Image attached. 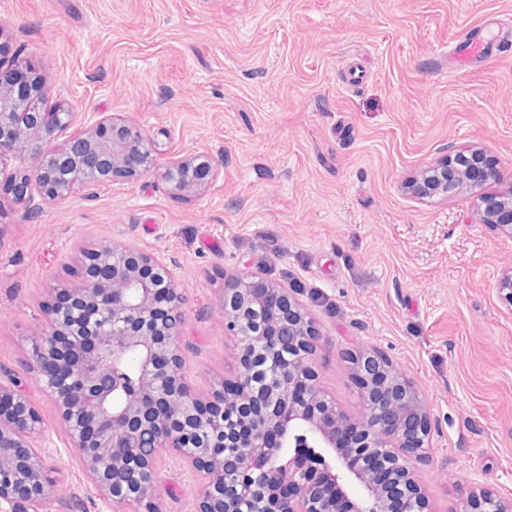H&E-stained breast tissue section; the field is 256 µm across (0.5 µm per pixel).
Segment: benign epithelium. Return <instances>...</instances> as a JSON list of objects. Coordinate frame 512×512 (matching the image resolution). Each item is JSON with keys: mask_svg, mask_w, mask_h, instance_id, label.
<instances>
[{"mask_svg": "<svg viewBox=\"0 0 512 512\" xmlns=\"http://www.w3.org/2000/svg\"><path fill=\"white\" fill-rule=\"evenodd\" d=\"M43 83L28 65L0 73V159L22 153L13 176L17 201L35 213L76 191L91 198L116 177L157 174L173 195L201 194L220 159L208 153L160 161L157 140L120 115L73 132L75 113L43 110ZM477 149L420 168L404 186L412 199L476 200L479 220L512 244V185L497 170L472 169ZM81 285L52 289L44 328L25 368L52 399L70 447L100 500L123 512H162L158 449L165 448L204 484L198 512H431L411 478L409 458L388 452L389 484L355 466L366 448L426 445L429 420L412 383L372 355L354 358L365 392L352 419L320 388L314 369L315 323L288 289L246 272L224 286L225 328L240 340L232 389L195 396L183 375V298L164 258L118 243L81 250ZM139 356L135 385L122 364ZM154 451H137L141 441ZM38 408L16 382L0 381V505L45 512L54 485ZM467 512H512V497L466 493Z\"/></svg>", "mask_w": 512, "mask_h": 512, "instance_id": "7a95c632", "label": "benign epithelium"}]
</instances>
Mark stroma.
Wrapping results in <instances>:
<instances>
[{
    "mask_svg": "<svg viewBox=\"0 0 512 512\" xmlns=\"http://www.w3.org/2000/svg\"><path fill=\"white\" fill-rule=\"evenodd\" d=\"M512 18V0H0V38L78 124L119 114L166 155L223 163L209 190L174 196L121 178L26 214L0 167V380L43 416L55 495L47 512H114L87 481L54 403L25 361L55 284L77 286L80 249L163 255L183 297L188 384L208 396L238 371L220 296L251 272L285 285L321 338L323 389L350 416L352 358L372 353L414 384L431 420L411 468L431 512L465 490L512 494V311L496 284L512 249L472 199L401 191L421 166L482 148L512 181V49L449 75L448 50ZM164 512H197L201 482L169 453Z\"/></svg>",
    "mask_w": 512,
    "mask_h": 512,
    "instance_id": "35a3bbf8",
    "label": "stroma"
}]
</instances>
